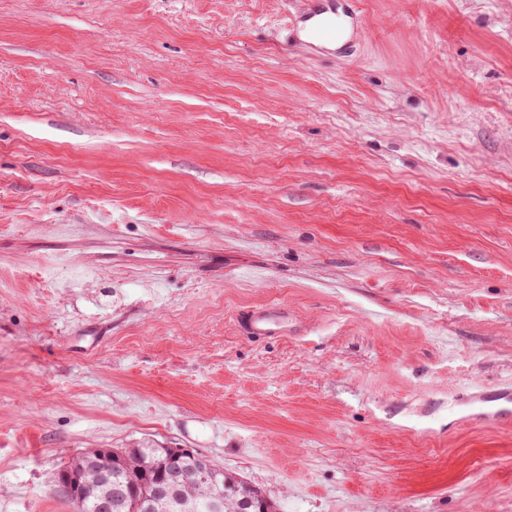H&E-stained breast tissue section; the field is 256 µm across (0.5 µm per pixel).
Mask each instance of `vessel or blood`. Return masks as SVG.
Returning <instances> with one entry per match:
<instances>
[{"mask_svg": "<svg viewBox=\"0 0 512 512\" xmlns=\"http://www.w3.org/2000/svg\"><path fill=\"white\" fill-rule=\"evenodd\" d=\"M355 0H304L298 14L297 38L310 45H332L347 50L357 30ZM239 326L245 335L258 339H276L299 332L300 325L287 305L271 302L246 310Z\"/></svg>", "mask_w": 512, "mask_h": 512, "instance_id": "b4317fda", "label": "vessel or blood"}]
</instances>
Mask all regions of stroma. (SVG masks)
<instances>
[{"label": "stroma", "instance_id": "1", "mask_svg": "<svg viewBox=\"0 0 512 512\" xmlns=\"http://www.w3.org/2000/svg\"><path fill=\"white\" fill-rule=\"evenodd\" d=\"M358 8L326 53L289 0H0V512L147 443L512 512V0ZM239 327L245 335L258 339H276L300 331L288 306L276 302L246 310L239 320Z\"/></svg>", "mask_w": 512, "mask_h": 512}]
</instances>
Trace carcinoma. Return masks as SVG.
Returning a JSON list of instances; mask_svg holds the SVG:
<instances>
[{
  "instance_id": "carcinoma-1",
  "label": "carcinoma",
  "mask_w": 512,
  "mask_h": 512,
  "mask_svg": "<svg viewBox=\"0 0 512 512\" xmlns=\"http://www.w3.org/2000/svg\"><path fill=\"white\" fill-rule=\"evenodd\" d=\"M167 449L152 446L120 448L112 450V470L104 481L89 472H81L85 464L83 455H78L64 468L57 478L65 475H77L71 493H62L74 507L75 512H89L79 507L76 499L82 498L94 506L106 505L110 512H142L148 506L151 512H185L195 504L208 500L209 488L205 484L191 481L180 490L172 491L163 497L155 496L158 486L157 473L140 477L138 498L131 497L127 491L128 477L137 472L139 461L151 458L157 463L165 461ZM215 480L224 485L228 495L224 497L223 512H278V505L264 490L244 481L235 473L218 467Z\"/></svg>"
}]
</instances>
